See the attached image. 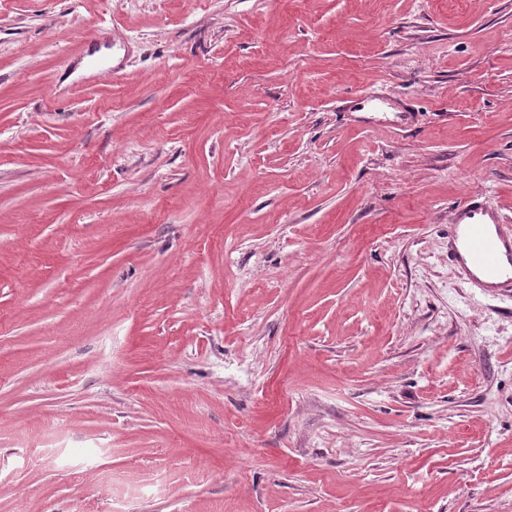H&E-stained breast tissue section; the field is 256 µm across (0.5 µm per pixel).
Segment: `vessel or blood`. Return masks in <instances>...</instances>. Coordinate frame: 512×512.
I'll return each mask as SVG.
<instances>
[{
	"mask_svg": "<svg viewBox=\"0 0 512 512\" xmlns=\"http://www.w3.org/2000/svg\"><path fill=\"white\" fill-rule=\"evenodd\" d=\"M448 259L471 286L512 301V225L482 195L468 194L455 207L448 223Z\"/></svg>",
	"mask_w": 512,
	"mask_h": 512,
	"instance_id": "obj_1",
	"label": "vessel or blood"
}]
</instances>
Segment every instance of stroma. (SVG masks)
I'll use <instances>...</instances> for the list:
<instances>
[{"instance_id":"35a3bbf8","label":"stroma","mask_w":512,"mask_h":512,"mask_svg":"<svg viewBox=\"0 0 512 512\" xmlns=\"http://www.w3.org/2000/svg\"><path fill=\"white\" fill-rule=\"evenodd\" d=\"M470 192L512 0H0V512H512Z\"/></svg>"}]
</instances>
